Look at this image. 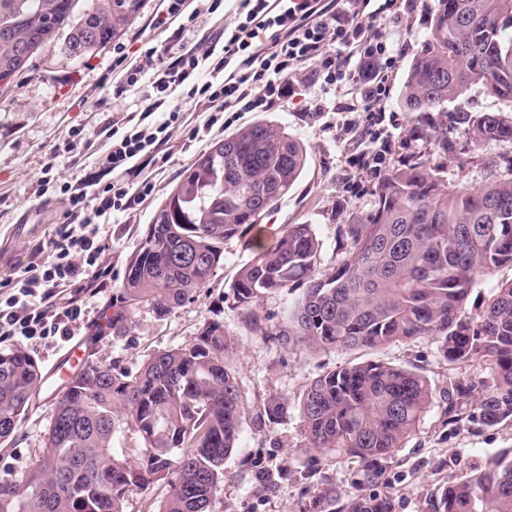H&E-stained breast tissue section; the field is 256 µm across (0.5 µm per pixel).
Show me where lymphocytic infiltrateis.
I'll return each mask as SVG.
<instances>
[{
	"instance_id": "f902f5d3",
	"label": "lymphocytic infiltrate",
	"mask_w": 512,
	"mask_h": 512,
	"mask_svg": "<svg viewBox=\"0 0 512 512\" xmlns=\"http://www.w3.org/2000/svg\"><path fill=\"white\" fill-rule=\"evenodd\" d=\"M244 21L225 37L222 48L181 46L168 58L146 55L154 72L152 89L160 99L180 94L209 111L210 122L227 112L261 111L286 94L284 74L312 66L311 77L327 85L358 87L370 105L386 94L391 50L373 23L351 17L336 0H242ZM212 66L209 80L198 77L201 62ZM171 109L160 125L121 129L112 124V149L103 166L128 173L153 160L179 125ZM128 188L118 182L70 191L64 219L22 274L0 290V341L66 336L77 308L59 305L60 295L76 284L107 275L103 220L126 211Z\"/></svg>"
}]
</instances>
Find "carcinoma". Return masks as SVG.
<instances>
[{
  "label": "carcinoma",
  "instance_id": "cac0c4a2",
  "mask_svg": "<svg viewBox=\"0 0 512 512\" xmlns=\"http://www.w3.org/2000/svg\"><path fill=\"white\" fill-rule=\"evenodd\" d=\"M142 0H0V72L19 73L27 46L39 53L65 36L61 50L83 59L117 37ZM512 103V0H436L428 31L409 67L401 101L410 112H441L474 86ZM470 142L512 141V120L495 112L459 117ZM306 162L299 142L264 121L247 125L206 161H195L156 210L112 294L113 332L131 309L164 316L194 298L224 265V242L242 237L259 215L249 194L272 208ZM440 167L412 156L382 173L372 210L343 225L349 245L332 272L316 274L322 247L309 224H290L231 285L247 309L285 288L301 294L288 310L282 347L375 349L431 337L453 363L478 361L512 400V279L486 308L461 314L471 290L512 267V160L483 187L456 190ZM199 252L200 264L183 260ZM224 324L204 326L186 347L148 359L131 374L119 365L83 363L55 401L46 451L20 477H0V512H124L130 493L165 481L159 512H211L224 482V459L239 439L236 377L224 365ZM42 380L18 347L0 348V442L14 436ZM420 374L380 361L348 363L307 384L299 402L305 449L366 464L384 457L415 429L432 403ZM130 427L151 448L130 463L112 447ZM338 512H383L363 496L336 497ZM437 512H512V450L464 479H451Z\"/></svg>",
  "mask_w": 512,
  "mask_h": 512
}]
</instances>
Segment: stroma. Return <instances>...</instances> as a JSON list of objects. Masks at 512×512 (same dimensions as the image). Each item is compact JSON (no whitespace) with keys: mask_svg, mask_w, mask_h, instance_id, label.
<instances>
[{"mask_svg":"<svg viewBox=\"0 0 512 512\" xmlns=\"http://www.w3.org/2000/svg\"><path fill=\"white\" fill-rule=\"evenodd\" d=\"M435 0H370L375 28L391 34L397 44L389 73V91L382 102L386 118L380 138L363 135L370 128L368 105L354 87L314 83L308 72L289 75L290 92L272 110L225 113L221 123L208 125L202 106L170 97L164 107L149 110L152 72L137 83L127 72L149 51L164 52L173 37L186 45L215 41L232 27L241 0H222L208 12L203 0H185L178 15L168 12V0H143L126 29L89 58H67L50 48L32 57L28 69L0 88V281L14 278L30 261L37 244L51 234L65 209L61 187L81 185L101 176V160L112 149L107 128L113 113L151 122L180 108L182 124L154 161L125 182L137 186L149 180L153 190L131 209L107 217L104 261L111 273L102 288L82 292L76 302L80 315L70 327L89 339V357L108 366L119 363L137 372L152 355L192 343L211 321L223 322L232 345L224 362L237 379L241 402V434L224 461V481L212 512H332L330 493L363 495L389 502L390 512H434L449 477L465 478L506 448H512V413L496 420L483 417L484 401L496 391L494 378L478 363L443 359L428 337L393 342L372 351L288 349L255 334L246 312L233 299L231 284L259 248L272 246L290 224L311 225L322 244L320 273H330L345 257L340 235L351 216L366 214L378 178L364 164L365 155L383 152V169L410 156L443 167L449 182L479 188L492 176L490 162L512 156V142L486 141L472 145L457 125L460 112L512 114V105L472 87L445 104L443 111H407L401 103L402 84L427 33L429 9ZM262 120L285 129L306 151L305 168L288 194L263 213L242 238L224 244V265L194 301L157 316L148 305L130 313L122 334L107 329L113 313L112 293L120 287L129 256L152 217L184 171L211 144ZM433 127L436 138L455 141L457 151L442 153L434 140L412 136L415 125ZM48 181L53 197L42 202L34 191ZM381 361L423 374L433 402L415 431L393 454L370 466L325 456L314 458L304 449L299 401L307 384L326 371L352 361ZM288 401L279 420L262 417L265 403ZM54 406L32 404L24 411L11 440L0 444V475L20 476L45 451ZM285 472L275 487L263 485V470ZM372 480H365V472Z\"/></svg>","mask_w":512,"mask_h":512,"instance_id":"obj_1","label":"stroma"}]
</instances>
